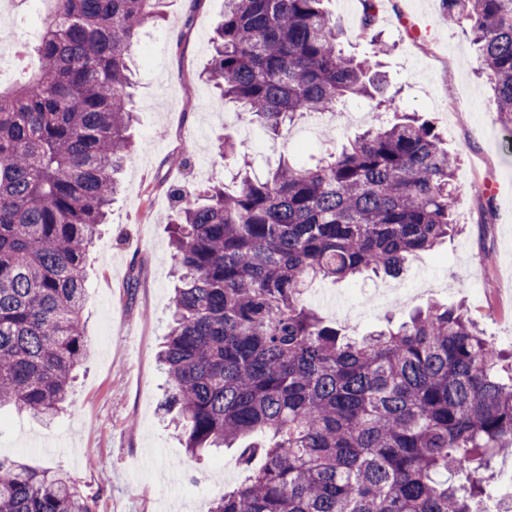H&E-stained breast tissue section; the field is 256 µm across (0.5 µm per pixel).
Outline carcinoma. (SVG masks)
<instances>
[{"label":"carcinoma","instance_id":"obj_1","mask_svg":"<svg viewBox=\"0 0 512 512\" xmlns=\"http://www.w3.org/2000/svg\"><path fill=\"white\" fill-rule=\"evenodd\" d=\"M38 67L0 89V408L51 423L87 355L86 249L130 155L129 66L162 0H44ZM323 0H224L205 84L281 136L372 99L383 52L357 61ZM468 22L512 145V0H441ZM457 160L427 122L370 125L305 165L181 204L179 285L159 354L161 404L195 454L262 465L206 512H484L512 448V355L462 307L433 304L353 340L302 304L320 279L398 274L456 229ZM60 471L0 458V512H96Z\"/></svg>","mask_w":512,"mask_h":512}]
</instances>
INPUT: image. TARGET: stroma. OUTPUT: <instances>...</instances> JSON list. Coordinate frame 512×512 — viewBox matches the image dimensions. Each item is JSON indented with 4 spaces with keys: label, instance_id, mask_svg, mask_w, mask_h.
<instances>
[{
    "label": "stroma",
    "instance_id": "35a3bbf8",
    "mask_svg": "<svg viewBox=\"0 0 512 512\" xmlns=\"http://www.w3.org/2000/svg\"><path fill=\"white\" fill-rule=\"evenodd\" d=\"M323 7L343 30L344 54L368 56L358 0ZM163 15L143 30L133 57L135 149L110 222L89 250V349L69 404L51 427L0 410V456L69 473L97 496V512H196L248 477L237 449L188 455L158 413L166 377L157 353L173 291L169 227L180 199L200 201L204 189L227 180L222 135L241 144L258 173L286 154L314 163L379 117L395 123L415 112L431 121L459 156L461 233L411 257L399 278L324 280L303 303L352 334L433 302L460 305L483 336L512 353V148L502 141L468 25L448 24L441 0H380L375 31L388 46L382 70L397 96L380 113L353 101L336 117L300 119L275 138L200 79L224 0H166Z\"/></svg>",
    "mask_w": 512,
    "mask_h": 512
}]
</instances>
